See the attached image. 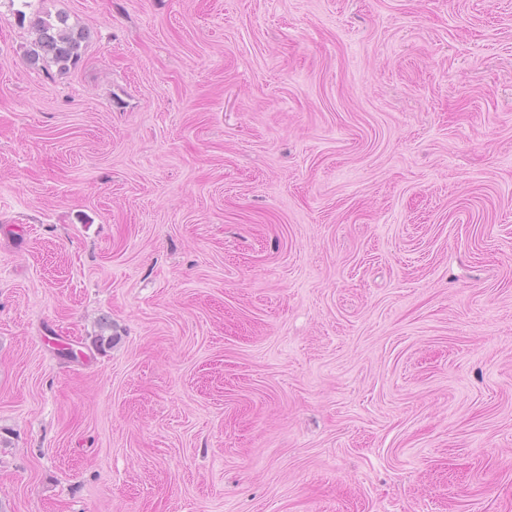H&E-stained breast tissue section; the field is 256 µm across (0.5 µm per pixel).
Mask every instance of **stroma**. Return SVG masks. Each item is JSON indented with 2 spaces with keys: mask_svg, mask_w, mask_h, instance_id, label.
Instances as JSON below:
<instances>
[{
  "mask_svg": "<svg viewBox=\"0 0 512 512\" xmlns=\"http://www.w3.org/2000/svg\"><path fill=\"white\" fill-rule=\"evenodd\" d=\"M30 2L0 512H512V0ZM29 59L33 64L50 61L66 70L81 55L85 33L82 29L68 24V17L58 14L44 16L36 14L28 26Z\"/></svg>",
  "mask_w": 512,
  "mask_h": 512,
  "instance_id": "obj_1",
  "label": "stroma"
}]
</instances>
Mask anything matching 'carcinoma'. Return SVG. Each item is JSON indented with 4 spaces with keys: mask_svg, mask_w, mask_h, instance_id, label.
<instances>
[{
    "mask_svg": "<svg viewBox=\"0 0 512 512\" xmlns=\"http://www.w3.org/2000/svg\"><path fill=\"white\" fill-rule=\"evenodd\" d=\"M28 54L32 63L50 61L65 70L81 55L85 33L68 24V17L37 14L30 20Z\"/></svg>",
    "mask_w": 512,
    "mask_h": 512,
    "instance_id": "1",
    "label": "carcinoma"
}]
</instances>
